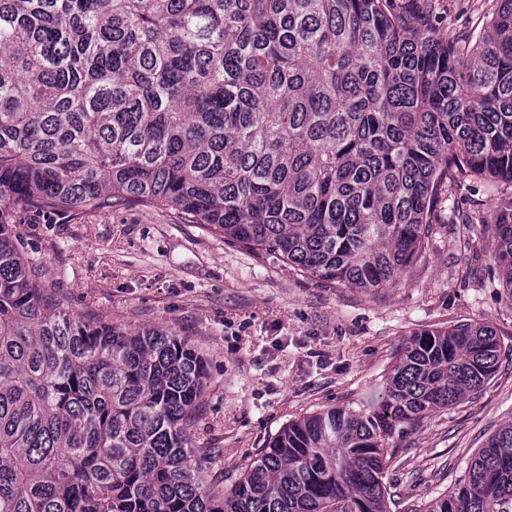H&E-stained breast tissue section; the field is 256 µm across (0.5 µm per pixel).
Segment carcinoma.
Returning a JSON list of instances; mask_svg holds the SVG:
<instances>
[{
  "label": "carcinoma",
  "mask_w": 512,
  "mask_h": 512,
  "mask_svg": "<svg viewBox=\"0 0 512 512\" xmlns=\"http://www.w3.org/2000/svg\"><path fill=\"white\" fill-rule=\"evenodd\" d=\"M441 43L396 0H0V512H393L385 441L479 393L494 327L415 335L366 411L289 423L229 488L192 466L189 341L77 318L26 212L135 201L317 281L381 288L446 189L512 184V0ZM512 299V216L491 225ZM425 512H512V422Z\"/></svg>",
  "instance_id": "cac0c4a2"
}]
</instances>
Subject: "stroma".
Segmentation results:
<instances>
[{
    "label": "stroma",
    "instance_id": "stroma-1",
    "mask_svg": "<svg viewBox=\"0 0 512 512\" xmlns=\"http://www.w3.org/2000/svg\"><path fill=\"white\" fill-rule=\"evenodd\" d=\"M493 7V0H436L430 23L453 42L480 32ZM445 206L460 223L433 225L423 258L371 291L322 285L168 207L32 212L18 231L42 263L47 292L69 311L129 330L161 327L204 356L208 388L191 429L194 458L228 484L288 421L331 407L357 410L380 395L414 335L494 326L501 365L483 390L389 440L401 508L424 512L512 420V299L489 231L512 213V186L467 178Z\"/></svg>",
    "mask_w": 512,
    "mask_h": 512
}]
</instances>
